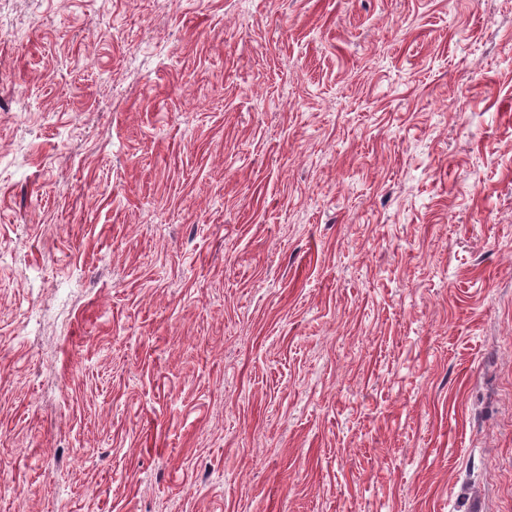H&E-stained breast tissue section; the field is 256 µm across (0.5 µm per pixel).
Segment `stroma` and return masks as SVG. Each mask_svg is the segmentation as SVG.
I'll list each match as a JSON object with an SVG mask.
<instances>
[{"instance_id":"35a3bbf8","label":"stroma","mask_w":512,"mask_h":512,"mask_svg":"<svg viewBox=\"0 0 512 512\" xmlns=\"http://www.w3.org/2000/svg\"><path fill=\"white\" fill-rule=\"evenodd\" d=\"M0 512H512V0H0Z\"/></svg>"}]
</instances>
